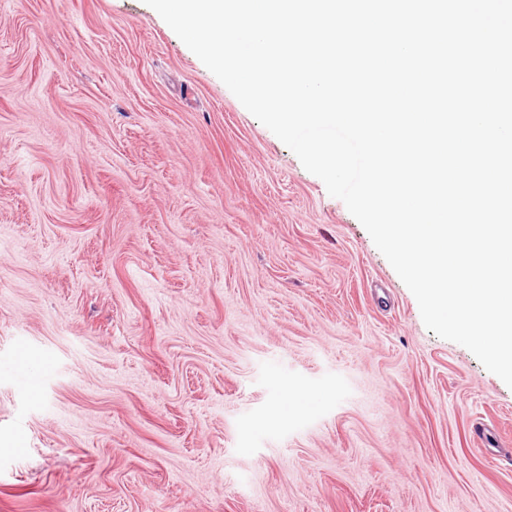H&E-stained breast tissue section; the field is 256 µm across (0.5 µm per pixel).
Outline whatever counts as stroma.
Wrapping results in <instances>:
<instances>
[{
  "instance_id": "35a3bbf8",
  "label": "stroma",
  "mask_w": 512,
  "mask_h": 512,
  "mask_svg": "<svg viewBox=\"0 0 512 512\" xmlns=\"http://www.w3.org/2000/svg\"><path fill=\"white\" fill-rule=\"evenodd\" d=\"M0 512H512V388L143 0H0Z\"/></svg>"
}]
</instances>
